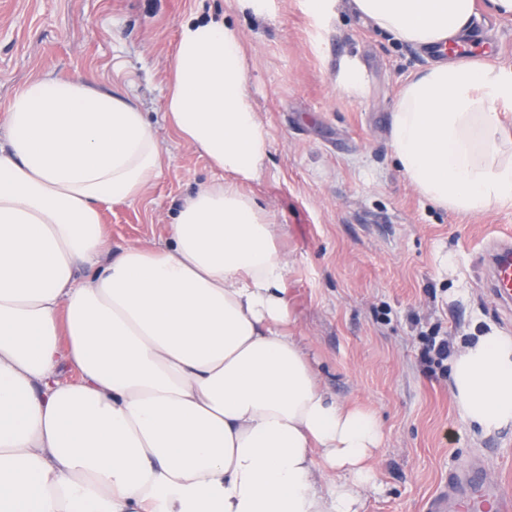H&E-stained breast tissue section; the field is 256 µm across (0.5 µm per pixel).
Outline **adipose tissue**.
<instances>
[{
	"label": "adipose tissue",
	"mask_w": 512,
	"mask_h": 512,
	"mask_svg": "<svg viewBox=\"0 0 512 512\" xmlns=\"http://www.w3.org/2000/svg\"><path fill=\"white\" fill-rule=\"evenodd\" d=\"M416 47L464 35L476 0H354ZM224 18L182 23L163 121L217 179L183 195L165 242L113 252L103 205L139 199L165 156L153 123L92 77L11 97L0 144V512H361L382 444L372 412L318 381L288 319L276 226L241 180L269 137ZM512 69L429 64L390 141L405 178L461 215L512 205ZM74 378H61L60 363ZM476 434L512 430V333L451 361Z\"/></svg>",
	"instance_id": "1"
}]
</instances>
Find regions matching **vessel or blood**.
I'll list each match as a JSON object with an SVG mask.
<instances>
[{
	"label": "vessel or blood",
	"instance_id": "obj_1",
	"mask_svg": "<svg viewBox=\"0 0 512 512\" xmlns=\"http://www.w3.org/2000/svg\"><path fill=\"white\" fill-rule=\"evenodd\" d=\"M490 291L503 306L512 305V235L491 238ZM426 512H512V492L502 483L483 478L481 465H459L448 472V482L428 503Z\"/></svg>",
	"mask_w": 512,
	"mask_h": 512
}]
</instances>
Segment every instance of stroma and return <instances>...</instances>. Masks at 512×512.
I'll return each instance as SVG.
<instances>
[{"label": "stroma", "mask_w": 512, "mask_h": 512, "mask_svg": "<svg viewBox=\"0 0 512 512\" xmlns=\"http://www.w3.org/2000/svg\"><path fill=\"white\" fill-rule=\"evenodd\" d=\"M315 17L306 0H0V115L31 79L74 70L100 89L128 91L147 112L166 155L133 202L107 205L113 250L166 239L177 200L214 179L208 161L162 125V91L179 25L223 15L246 49V91L268 132L257 179L243 181L280 229L288 259V331L339 402L376 412L383 447L379 488L363 512H423L451 467L485 458L487 479L512 488V431L478 437L456 409L450 362L420 358L439 328L451 349L488 326L512 331V312L484 286L483 248L512 233V206L475 216L437 208L402 175L389 138L409 77L430 59L338 0ZM489 64L512 68V18L480 9L472 24ZM355 60L364 89L336 82Z\"/></svg>", "instance_id": "35a3bbf8"}]
</instances>
